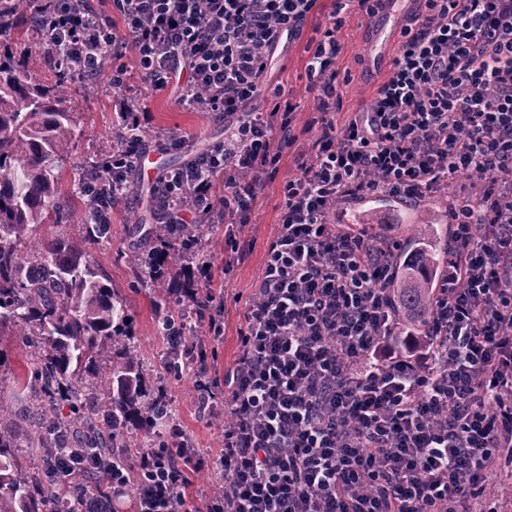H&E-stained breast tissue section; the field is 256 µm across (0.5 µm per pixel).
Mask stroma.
Returning a JSON list of instances; mask_svg holds the SVG:
<instances>
[{"mask_svg":"<svg viewBox=\"0 0 512 512\" xmlns=\"http://www.w3.org/2000/svg\"><path fill=\"white\" fill-rule=\"evenodd\" d=\"M331 9V0H320L316 15L309 17L301 37L279 44L268 74L271 85L280 86L284 93L301 103L302 110L296 117L300 123L306 120L305 109L310 105L306 92L308 50L319 38L317 26L326 22ZM369 38L368 27L354 20L347 22L340 32L343 50L336 67L345 79L339 88L343 111L352 112L359 105L369 104L385 80L384 75L370 72L365 64L363 50ZM70 88L65 105L73 114L74 136L70 152L59 167V177L62 192L79 208L83 205L79 192L84 177L83 165L100 151L111 135L118 118L115 107L124 92L112 87L106 74L91 85L71 81ZM144 102L150 110L149 122L142 133L146 158L142 168L136 169L130 177L131 198L113 208L110 233L91 251L90 259L105 283L127 302L130 320L127 334L121 337L120 342L135 349L147 396L164 394L189 446L211 455L221 446L220 420L224 416V400L216 398L213 414L200 412L195 401L197 377L192 360L203 354L209 363L224 369L233 366L239 356L244 304L258 286L267 244L278 230L282 205L279 182L295 174L294 155L284 152L276 178L267 181L259 197L252 223L236 227L237 237L246 240L249 249L243 258L235 262L232 271L224 269V225L214 226L204 233L202 241L214 262L209 286L224 293V334L220 340H213L206 326L189 315L187 293L194 284L182 266L168 267L164 279L157 281L128 265L123 255L130 249L147 244L142 235L134 233L133 224L135 217L151 214L150 189L155 177L162 171L183 165L189 151L203 150L218 142L224 135V128L206 113L178 103L177 95L171 89L145 92ZM166 128L187 134L188 149L159 151L154 145V136L157 130ZM171 283L176 286V299L170 305L171 311L189 316L188 350L176 356L172 355L166 340L156 333L159 312L155 301L162 285ZM27 367L18 338L0 336V402L17 412L29 404L27 394L16 385L17 378L25 374Z\"/></svg>","mask_w":512,"mask_h":512,"instance_id":"35a3bbf8","label":"stroma"}]
</instances>
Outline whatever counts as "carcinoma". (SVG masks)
Here are the masks:
<instances>
[{"instance_id": "cac0c4a2", "label": "carcinoma", "mask_w": 512, "mask_h": 512, "mask_svg": "<svg viewBox=\"0 0 512 512\" xmlns=\"http://www.w3.org/2000/svg\"><path fill=\"white\" fill-rule=\"evenodd\" d=\"M32 0H0V37L22 40L35 29ZM45 66L48 86L34 80L24 63L0 53V333L13 329L26 337L25 355L33 361L19 384L29 394L36 419L13 414L0 426V512H78L86 499L107 506L104 463L118 465L133 453L129 430L150 433L152 410L161 399L143 402L138 363L131 351L118 352L127 325L124 301L99 278L90 261L92 246L110 225L90 224L64 199L56 170L69 153L72 117L62 96L71 78L68 62L53 57ZM80 223L74 242L57 234L23 252L19 244L38 224ZM204 228L176 236L169 224H154L150 235L159 249L147 255L130 251L128 262L147 267L167 264L178 250H191ZM447 226L424 213L408 246L394 258L390 298L394 317L405 332L428 325L433 317L432 283L451 253L443 247ZM67 402L71 415L57 413ZM39 450L40 490L17 476L20 451ZM83 471L64 489L56 479L65 466Z\"/></svg>"}]
</instances>
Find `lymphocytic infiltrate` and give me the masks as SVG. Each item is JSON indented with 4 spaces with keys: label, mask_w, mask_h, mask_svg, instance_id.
Returning <instances> with one entry per match:
<instances>
[{
    "label": "lymphocytic infiltrate",
    "mask_w": 512,
    "mask_h": 512,
    "mask_svg": "<svg viewBox=\"0 0 512 512\" xmlns=\"http://www.w3.org/2000/svg\"><path fill=\"white\" fill-rule=\"evenodd\" d=\"M47 52L72 76L133 52L112 167L84 186L100 223L131 191L148 119L144 91L224 126V138L158 175L163 224L225 225V267L248 245L260 187L280 183L279 229L244 305L240 356L215 378L197 367L209 409L224 389V446L210 471L224 496L208 512H501L487 489L512 464V0H420L370 104L336 121L339 33L378 0H334L307 63L312 106L274 91L255 110L282 39L300 37L318 0H48ZM185 81H178L179 71ZM448 205L452 258L437 280L425 339L398 336L386 284L397 244L337 223L364 194L418 200L457 175ZM133 466L150 477L138 512H198L183 493L201 464L179 424Z\"/></svg>",
    "instance_id": "1"
}]
</instances>
